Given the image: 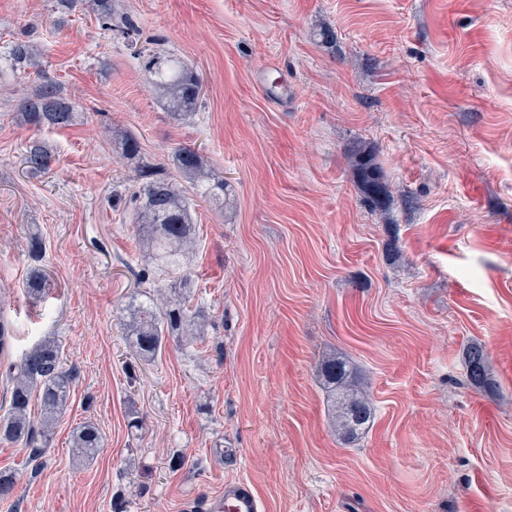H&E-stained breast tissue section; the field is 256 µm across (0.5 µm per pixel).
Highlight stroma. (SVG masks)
Listing matches in <instances>:
<instances>
[{"instance_id": "35a3bbf8", "label": "stroma", "mask_w": 512, "mask_h": 512, "mask_svg": "<svg viewBox=\"0 0 512 512\" xmlns=\"http://www.w3.org/2000/svg\"><path fill=\"white\" fill-rule=\"evenodd\" d=\"M123 4L141 42L201 75L189 121L168 117L144 58L91 7L0 0V315L12 359L53 336L77 371L41 464L0 442V470L18 477L0 512H188L235 478L263 512H512V0ZM18 39L33 49L23 68L8 57ZM271 63L288 84L276 105L257 88ZM46 77L78 118L38 132L19 106ZM109 128L155 163L199 149L227 183L223 208L192 210L207 330L149 365L121 310L157 274L139 260L133 166ZM36 137L55 156L39 176L23 163ZM359 141L387 210L360 196ZM35 265L52 281L37 302ZM473 343L493 390L468 380ZM330 354L375 409L351 442L317 378ZM87 419L104 448L80 466L71 435Z\"/></svg>"}]
</instances>
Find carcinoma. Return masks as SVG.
Listing matches in <instances>:
<instances>
[{
	"label": "carcinoma",
	"instance_id": "carcinoma-1",
	"mask_svg": "<svg viewBox=\"0 0 512 512\" xmlns=\"http://www.w3.org/2000/svg\"><path fill=\"white\" fill-rule=\"evenodd\" d=\"M116 2L98 0L96 7L112 31L132 40L138 36V28L116 9ZM146 71L150 91L172 120L185 121L195 114L201 80L192 68L173 55L154 53L149 56ZM20 115L24 124L36 130L66 127L75 121L73 103L57 84L48 81L40 83L21 104ZM120 145L128 159L142 155L140 142L132 134H122ZM53 161L42 141L31 140L24 154L29 172L45 173ZM350 161L365 200L376 208L385 207L389 194L374 154L357 145L351 150ZM224 187V178L211 171L199 150L190 146L174 149L164 162L144 161L136 168L131 192L136 202L133 227L144 247L140 261L146 266L154 264L166 276L174 274L165 284L154 282L142 299L126 307L125 336L138 359L146 364L162 356L170 339L189 345L204 333L205 312L189 307L194 282L182 268L196 247L193 199L199 197L222 206ZM25 288L28 295L42 298L50 291L51 280L44 270L35 268ZM465 363L472 386L481 389L492 384L482 346L469 345ZM318 374L330 393L336 433L345 441L355 440L374 418L372 404L355 385L353 372L344 360L334 356L322 359ZM0 376L9 392L8 407L0 415V440L24 446L31 459L42 457L69 406L75 382L74 373L63 363L60 342L53 336L40 340L18 361L8 364ZM34 398L40 404L37 416L31 413ZM72 443L76 460L89 463L103 448L104 439L96 423L87 420L73 430Z\"/></svg>",
	"mask_w": 512,
	"mask_h": 512
}]
</instances>
